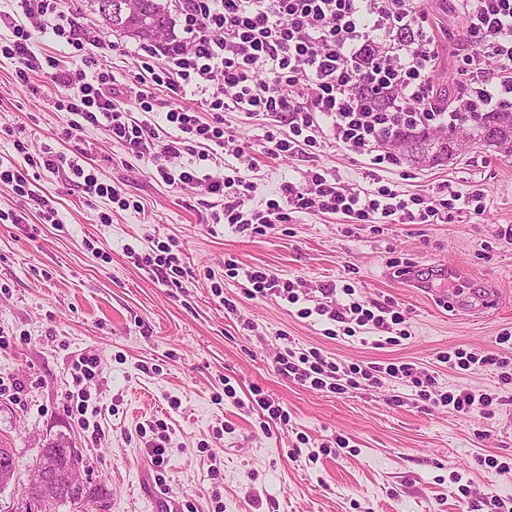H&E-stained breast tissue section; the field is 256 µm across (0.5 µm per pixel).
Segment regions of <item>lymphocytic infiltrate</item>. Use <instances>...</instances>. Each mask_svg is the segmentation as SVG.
Masks as SVG:
<instances>
[{
	"instance_id": "1",
	"label": "lymphocytic infiltrate",
	"mask_w": 512,
	"mask_h": 512,
	"mask_svg": "<svg viewBox=\"0 0 512 512\" xmlns=\"http://www.w3.org/2000/svg\"><path fill=\"white\" fill-rule=\"evenodd\" d=\"M460 2L466 17L460 69L465 81L449 106L433 101L428 70L435 49L420 0H175L184 36L138 46L125 102L107 68L90 76L30 50L31 29L57 13L59 0H19L24 19L14 22L0 55L18 62L20 80L42 73L61 86L64 93L55 105L77 116L80 126L105 127L114 143L140 158L164 157L156 180L219 199L222 207L211 218L235 232H263L295 213L342 214L372 224H435L448 218L445 199H407L387 186L369 190L342 183L328 170L285 181L265 208H248L256 159L238 143L225 115L237 112L260 121L263 150L271 159L307 157L331 141L368 156L378 169L392 163L386 146L404 122L434 127L457 112L512 111V0ZM160 89L193 93L200 111L160 112ZM191 151L198 165H183V154ZM41 160L52 172L69 168L82 178L87 194L110 198L124 210L143 209L140 200L86 172L78 158L47 149ZM212 163L223 164V175L209 173ZM244 276L253 296L285 300L302 318H325L329 338L355 339L372 330L396 345L406 336L400 312L368 308L353 300L352 288L321 285L323 303L309 308L305 293L269 270L252 267ZM340 292L349 296L348 304L336 303ZM275 363L287 377L337 394L364 380L378 385L387 375L422 400L460 413L493 404L489 394L440 393L433 372L411 363L342 365L320 349L290 347Z\"/></svg>"
}]
</instances>
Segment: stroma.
I'll list each match as a JSON object with an SVG mask.
<instances>
[{"instance_id": "obj_1", "label": "stroma", "mask_w": 512, "mask_h": 512, "mask_svg": "<svg viewBox=\"0 0 512 512\" xmlns=\"http://www.w3.org/2000/svg\"><path fill=\"white\" fill-rule=\"evenodd\" d=\"M421 10L437 41L439 82L457 89L465 16L457 0H423ZM72 22L118 43L106 59L116 89L125 90L136 41L102 25L92 0H62L49 19ZM30 48L90 74L99 67L94 48L75 50L38 29ZM17 67L0 57V166L23 168L30 188L20 196L0 184V435L20 450L0 512L16 508L42 443L59 436L83 454L88 489H106L108 512H153L160 493L177 499L180 512H462L467 503L491 512V496L512 512V384H501L493 366L473 371L439 360L458 348L512 359V344L497 342L512 331V156L464 142L450 162L400 159L381 171L384 185L409 196L446 185L461 193L444 223L373 226L297 213L276 229L239 234L211 223L200 191L156 181L150 164L103 128L74 129V115L54 107L50 79L33 73L21 81ZM229 121L257 159L252 207L265 208L298 171L325 168L342 182L373 186L358 153L335 146L273 160L258 121ZM47 147L69 157L85 151L98 179L144 198V212L87 196L67 171L34 164ZM476 190L481 199L464 202ZM44 199L60 223H44ZM10 213L23 223L7 222ZM156 239L179 257L180 287L134 260ZM448 266L461 271L452 284ZM249 267L301 279L312 294L329 282L350 285L355 299L401 311L408 338L382 346L328 338L323 323L295 307L249 295ZM412 269L433 294L408 287ZM477 280L499 291L498 307L450 311L449 293L468 295ZM228 300L235 313L225 312ZM287 339L345 365L430 367L441 391L493 395L492 411L426 405L387 377L344 394L300 383L275 368ZM85 357L97 361L89 377L78 367ZM257 388L287 420L254 403ZM78 393L87 410L75 416L68 407ZM161 440L167 452L158 468L150 450Z\"/></svg>"}]
</instances>
